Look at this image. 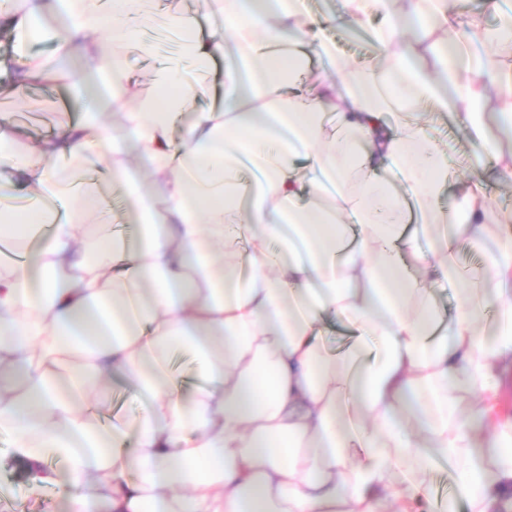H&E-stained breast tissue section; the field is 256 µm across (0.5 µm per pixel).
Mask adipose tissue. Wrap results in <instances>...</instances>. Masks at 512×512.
Returning a JSON list of instances; mask_svg holds the SVG:
<instances>
[{
	"instance_id": "ef3b65f1",
	"label": "adipose tissue",
	"mask_w": 512,
	"mask_h": 512,
	"mask_svg": "<svg viewBox=\"0 0 512 512\" xmlns=\"http://www.w3.org/2000/svg\"><path fill=\"white\" fill-rule=\"evenodd\" d=\"M340 3L350 33L387 18L368 61L314 33L301 0H202V14L148 24L140 0L0 9V31L57 35L0 94L62 79L82 114L22 156L0 115V171L17 175L0 243L28 240L0 261V429L33 467L32 492L64 485L67 512H419L444 462L468 512H512V421L495 390L512 364V217L478 181L461 209L440 206L447 149L423 123L451 112L512 174V61L487 22L499 0L464 15L457 0ZM159 29L174 61L223 60L222 106L173 90ZM132 53L153 61V104H135ZM322 58L330 72L312 71ZM101 92L118 122L82 113ZM92 151L126 209L86 246L82 218L108 214L86 193L54 222V172L63 160L80 175ZM421 236L430 254L414 250ZM463 237L486 250L484 279L461 275ZM450 279L446 315L433 290ZM330 321L356 335L343 355L322 349ZM182 346L197 358L187 380L163 370ZM115 376L142 406L92 425L74 392Z\"/></svg>"
}]
</instances>
